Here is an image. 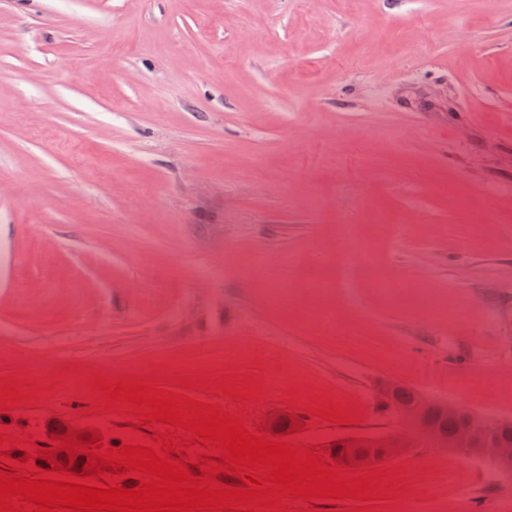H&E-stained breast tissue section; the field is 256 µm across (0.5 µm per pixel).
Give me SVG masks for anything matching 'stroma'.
<instances>
[{
	"mask_svg": "<svg viewBox=\"0 0 512 512\" xmlns=\"http://www.w3.org/2000/svg\"><path fill=\"white\" fill-rule=\"evenodd\" d=\"M68 368L360 407L313 447L396 429L383 379L512 418V0H0V375L58 386L0 425L76 418ZM394 463L417 512H512L485 459Z\"/></svg>",
	"mask_w": 512,
	"mask_h": 512,
	"instance_id": "stroma-1",
	"label": "stroma"
}]
</instances>
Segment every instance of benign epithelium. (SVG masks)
I'll return each instance as SVG.
<instances>
[{
    "instance_id": "1",
    "label": "benign epithelium",
    "mask_w": 512,
    "mask_h": 512,
    "mask_svg": "<svg viewBox=\"0 0 512 512\" xmlns=\"http://www.w3.org/2000/svg\"><path fill=\"white\" fill-rule=\"evenodd\" d=\"M408 386L386 380L377 388L380 401L398 417L400 426L381 434H346L339 437L331 449L333 461L344 460L348 465L362 461L372 467L408 453L422 445L446 448L454 452H466L489 460L501 472L512 473V440L502 438L504 428L512 425L509 418H492L463 409L448 402L436 401L424 393L411 390L412 398L403 402L398 393ZM459 416L466 430L464 439H454L442 434L428 419V414ZM356 446L352 456L344 455L346 448Z\"/></svg>"
}]
</instances>
